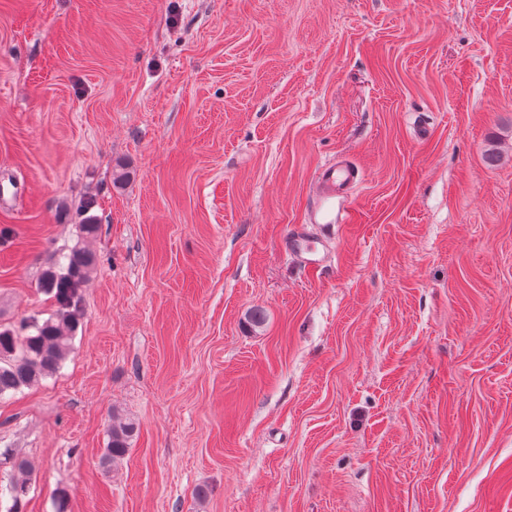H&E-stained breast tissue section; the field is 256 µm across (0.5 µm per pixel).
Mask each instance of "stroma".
Masks as SVG:
<instances>
[{"instance_id": "obj_1", "label": "stroma", "mask_w": 512, "mask_h": 512, "mask_svg": "<svg viewBox=\"0 0 512 512\" xmlns=\"http://www.w3.org/2000/svg\"><path fill=\"white\" fill-rule=\"evenodd\" d=\"M86 211L0 512H512V0H0V327ZM353 168L344 163H329L321 167L314 179V193L325 199L336 198L355 178ZM286 248L290 257L304 269H319L325 266V258L312 243L304 237L301 230L288 235ZM137 434V425L132 420L112 425L107 447L102 460L104 463L114 464L124 458L130 449L131 443Z\"/></svg>"}]
</instances>
